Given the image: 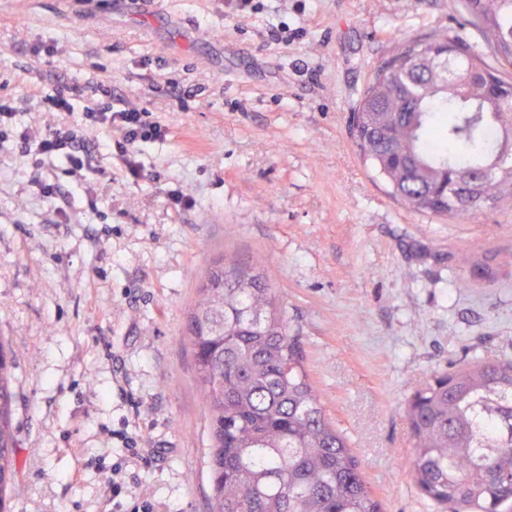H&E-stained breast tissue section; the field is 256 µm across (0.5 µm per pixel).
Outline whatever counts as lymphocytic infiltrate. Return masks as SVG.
<instances>
[{"instance_id": "lymphocytic-infiltrate-1", "label": "lymphocytic infiltrate", "mask_w": 512, "mask_h": 512, "mask_svg": "<svg viewBox=\"0 0 512 512\" xmlns=\"http://www.w3.org/2000/svg\"><path fill=\"white\" fill-rule=\"evenodd\" d=\"M103 71V65H92L80 81L44 88L35 95L39 110L48 114L73 111L75 101L84 97L96 99L95 108L79 121L49 123L40 129L18 125L23 98L0 94V152L7 150L24 159L38 195L61 217L66 214V201L54 175L57 163H64L66 174L85 183L102 175L98 156L105 153L117 157L127 174L139 179L143 176L137 159L141 146L165 136L164 128L153 120L151 112L113 97ZM90 126L116 130L119 136L103 143L102 153H95L86 135Z\"/></svg>"}]
</instances>
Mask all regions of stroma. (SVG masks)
<instances>
[{
  "label": "stroma",
  "mask_w": 512,
  "mask_h": 512,
  "mask_svg": "<svg viewBox=\"0 0 512 512\" xmlns=\"http://www.w3.org/2000/svg\"><path fill=\"white\" fill-rule=\"evenodd\" d=\"M462 0H0V94L103 64L166 130L145 177L59 182L66 218L0 157V339L15 363L11 512H112L118 475L156 512H209L208 412L185 336L219 257L272 274L305 366L384 512H437L415 486L406 406L463 359H512V204L472 220L409 208L350 135L404 34L462 37ZM285 27L281 42L269 25ZM54 56L42 53L43 44ZM191 86L179 102L169 83ZM182 188L191 208L172 205ZM491 278L473 276L470 259ZM145 448L130 460L124 436Z\"/></svg>",
  "instance_id": "obj_1"
}]
</instances>
